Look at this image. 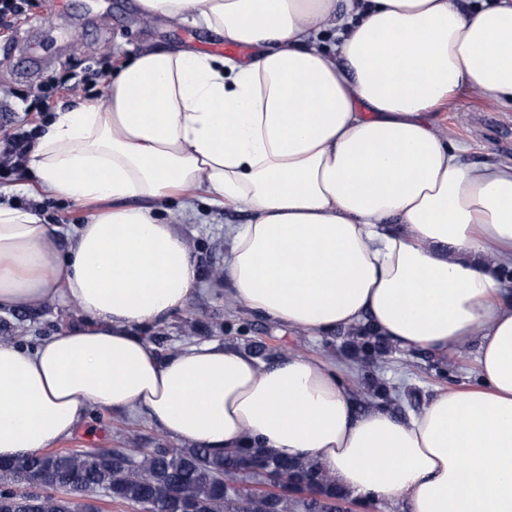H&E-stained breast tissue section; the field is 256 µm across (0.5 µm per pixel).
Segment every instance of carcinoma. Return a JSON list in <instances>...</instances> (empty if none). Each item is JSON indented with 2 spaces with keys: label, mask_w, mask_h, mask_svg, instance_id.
Segmentation results:
<instances>
[{
  "label": "carcinoma",
  "mask_w": 512,
  "mask_h": 512,
  "mask_svg": "<svg viewBox=\"0 0 512 512\" xmlns=\"http://www.w3.org/2000/svg\"><path fill=\"white\" fill-rule=\"evenodd\" d=\"M347 349L374 364L389 344L361 326ZM258 468L287 472L291 493L241 488ZM96 493L140 512H336L351 500L312 461L263 448L52 450L0 462V512H96L83 501Z\"/></svg>",
  "instance_id": "carcinoma-1"
}]
</instances>
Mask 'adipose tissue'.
Instances as JSON below:
<instances>
[{
  "mask_svg": "<svg viewBox=\"0 0 512 512\" xmlns=\"http://www.w3.org/2000/svg\"><path fill=\"white\" fill-rule=\"evenodd\" d=\"M138 3L254 53L144 47L107 103L38 136L39 190L110 207L61 248L59 226L0 202V312L72 303L85 318L31 349L0 340V460L53 447L98 405L215 452L309 459L366 502L512 512V161L466 162L430 119L463 90L512 106V0ZM188 189L251 213L229 232L224 293L256 316L310 334L367 323L443 357L473 343L479 383L399 419L357 410L321 359L204 341L158 360L142 330L197 285L162 215Z\"/></svg>",
  "mask_w": 512,
  "mask_h": 512,
  "instance_id": "adipose-tissue-1",
  "label": "adipose tissue"
}]
</instances>
